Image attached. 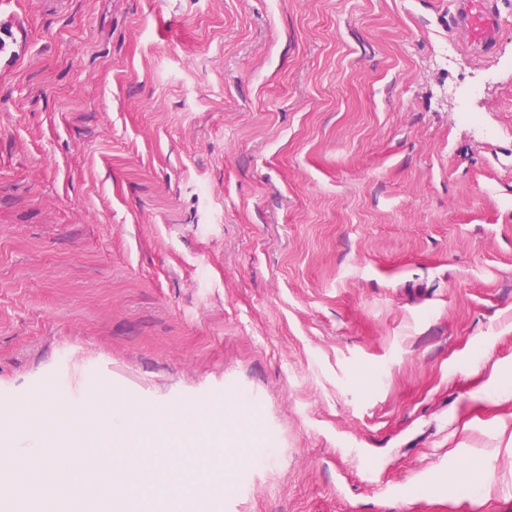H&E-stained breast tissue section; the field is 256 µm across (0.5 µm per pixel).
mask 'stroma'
Returning a JSON list of instances; mask_svg holds the SVG:
<instances>
[{"label":"stroma","mask_w":512,"mask_h":512,"mask_svg":"<svg viewBox=\"0 0 512 512\" xmlns=\"http://www.w3.org/2000/svg\"><path fill=\"white\" fill-rule=\"evenodd\" d=\"M496 2L478 55L452 0H0V423L242 399L198 512H512Z\"/></svg>","instance_id":"stroma-1"}]
</instances>
